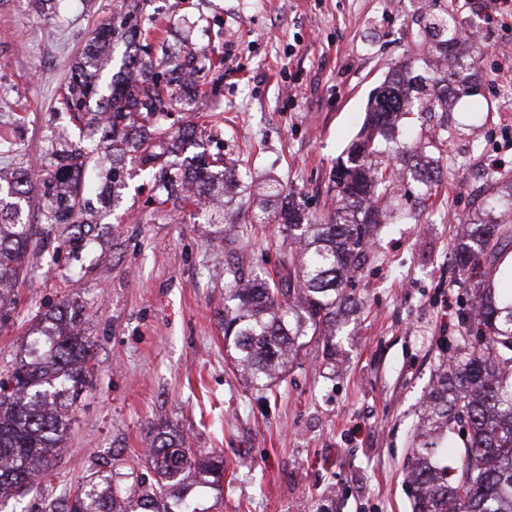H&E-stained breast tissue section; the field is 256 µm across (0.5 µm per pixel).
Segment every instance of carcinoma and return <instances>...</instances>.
Wrapping results in <instances>:
<instances>
[{
    "instance_id": "cac0c4a2",
    "label": "carcinoma",
    "mask_w": 512,
    "mask_h": 512,
    "mask_svg": "<svg viewBox=\"0 0 512 512\" xmlns=\"http://www.w3.org/2000/svg\"><path fill=\"white\" fill-rule=\"evenodd\" d=\"M462 22L452 11L433 18L426 31L424 52L448 59V48L460 42ZM101 30L67 87L66 104L85 111L102 128L112 165L106 181H122L124 162L148 166L160 158L157 148L171 153L201 149L207 133L202 123L176 130L156 117L178 105L172 85H193L206 70L223 60L187 56L172 66L165 59L129 58L126 76L112 81L105 93L94 81L96 48L106 44ZM419 58L401 64L390 81L369 100L364 124L344 151L333 172V208L324 217L307 212L304 204L277 180L266 182L258 196L242 197L251 186L234 177L237 163L212 171L205 152L198 161L197 189L188 188L178 164L161 171L156 182L159 204L175 209L194 205V216L234 231V239L252 234L254 225L274 222L288 237V262L275 276L244 279L238 267L226 265L231 287L224 291V347L250 380L266 389L281 379L286 365L309 341L334 353L336 330L343 316L358 308L348 292L353 274L369 259L374 231L383 212L405 219L395 204L396 176L407 170L417 177L420 196L434 190L432 172L439 169L448 143V121L421 127L420 138L408 143L398 137V120L406 115L448 111V100L468 93L470 86L457 71L437 70L426 78L417 74ZM80 155L58 156L56 193L49 200L47 222L65 234L83 199ZM33 191L27 179L0 178V328L8 326L15 309L14 288L27 273L25 259L31 245V225L21 219L22 203ZM473 245L461 244L454 262L477 296L462 309L463 327L456 348L423 408L424 430L406 475L413 512H512V291L496 294L488 271L512 245L507 224H475ZM83 308L70 307L61 325L47 335L48 355L37 362L20 361L0 380V503L22 497L50 469V457L62 446L68 410L92 375L91 341L82 329ZM148 455L160 482L149 489L115 495L112 480L97 490L78 492L63 512H107L101 499L112 500V512H196L192 503L177 497L183 472L192 469L205 483L218 484L224 462L218 456L198 457L175 437L159 431Z\"/></svg>"
}]
</instances>
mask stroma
Segmentation results:
<instances>
[{
	"mask_svg": "<svg viewBox=\"0 0 512 512\" xmlns=\"http://www.w3.org/2000/svg\"><path fill=\"white\" fill-rule=\"evenodd\" d=\"M122 0H0V169L36 171L24 220L34 237L17 306L0 330V370L31 359L47 313L77 304L93 341L95 374L68 412L51 472L0 512H49L75 489L135 468L156 475L146 449L159 426L196 455L224 459L220 486H197L198 512H412L403 476L422 404L460 329L466 289L451 249L467 223L511 224L512 202L488 209L512 178V11L484 17V0H140L139 44L175 56L185 22L198 51L224 58L198 96L162 124L202 115L211 157L274 178L320 215L336 196L337 160L362 127L368 100L420 50L425 11L452 5L475 45L482 90L448 114L449 158L419 221L383 225L350 290L361 299L326 363L309 345L277 391L246 383L224 348V264L276 272L288 251L277 225L225 243L189 212L158 204L152 178L125 168L116 204L97 192L106 149L77 131L64 90L99 28ZM138 44V45H139ZM79 152L85 206L73 224L92 240L63 242L43 215L53 148Z\"/></svg>",
	"mask_w": 512,
	"mask_h": 512,
	"instance_id": "1",
	"label": "stroma"
}]
</instances>
